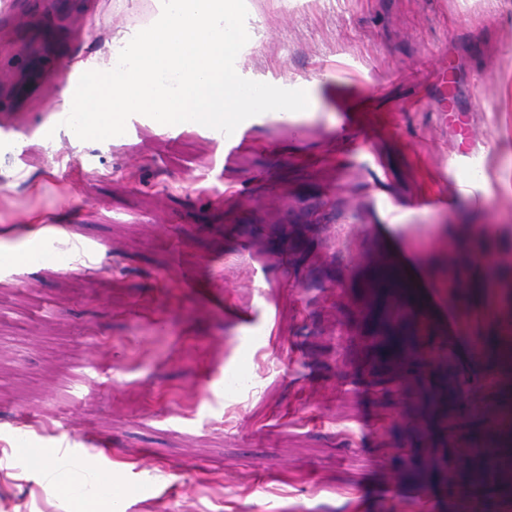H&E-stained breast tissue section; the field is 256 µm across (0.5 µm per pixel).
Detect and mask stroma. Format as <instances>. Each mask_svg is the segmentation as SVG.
Instances as JSON below:
<instances>
[{
	"instance_id": "1",
	"label": "stroma",
	"mask_w": 512,
	"mask_h": 512,
	"mask_svg": "<svg viewBox=\"0 0 512 512\" xmlns=\"http://www.w3.org/2000/svg\"><path fill=\"white\" fill-rule=\"evenodd\" d=\"M246 6L241 76L311 104L229 157L145 120L83 141L48 108L55 57L110 68L159 0L0 20V252L36 212L69 256L0 268V512H66L31 448L107 474L101 512H512V471L469 479L476 449L512 458V372L467 341L493 307L473 249L512 280V235L472 238L512 226V0ZM379 224L437 230L416 257ZM396 317L424 362L385 355Z\"/></svg>"
}]
</instances>
